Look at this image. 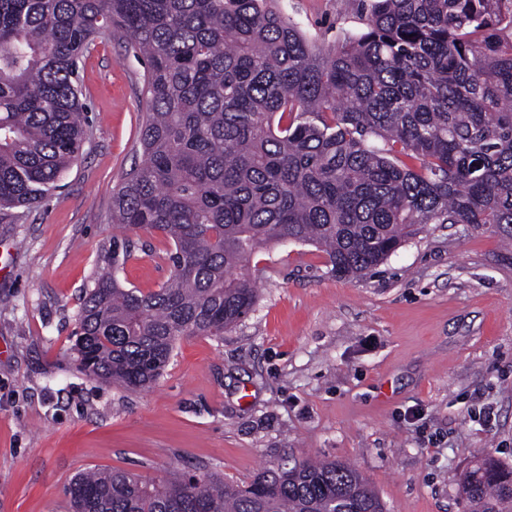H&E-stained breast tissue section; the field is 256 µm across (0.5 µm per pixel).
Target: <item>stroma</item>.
Masks as SVG:
<instances>
[{
    "instance_id": "1",
    "label": "stroma",
    "mask_w": 512,
    "mask_h": 512,
    "mask_svg": "<svg viewBox=\"0 0 512 512\" xmlns=\"http://www.w3.org/2000/svg\"><path fill=\"white\" fill-rule=\"evenodd\" d=\"M318 46L359 35L358 0H277ZM143 58L100 40L81 63L87 139L59 188L0 223V512H70L90 469L151 479L203 466L249 484L307 457L357 469L386 512H470L460 480L512 466V247L487 224H429L376 270L336 277L315 246L275 242L248 268L253 311L181 340L129 392L79 372L84 288L118 229L112 191L142 160ZM122 284L170 274L168 239L125 234Z\"/></svg>"
}]
</instances>
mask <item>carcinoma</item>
<instances>
[{"mask_svg":"<svg viewBox=\"0 0 512 512\" xmlns=\"http://www.w3.org/2000/svg\"><path fill=\"white\" fill-rule=\"evenodd\" d=\"M273 0H0V217L37 206L86 139L79 64L116 33L147 62L141 164L112 223L160 232L170 277L144 293L112 253L81 298L76 368L154 383L176 342L221 340L257 301L265 244H313L340 277L383 264L427 224L512 240V0H366L367 31L322 48ZM471 512H512V467L467 471ZM72 512H385L356 469L298 460L247 486L205 467L148 480L94 470Z\"/></svg>","mask_w":512,"mask_h":512,"instance_id":"cac0c4a2","label":"carcinoma"}]
</instances>
